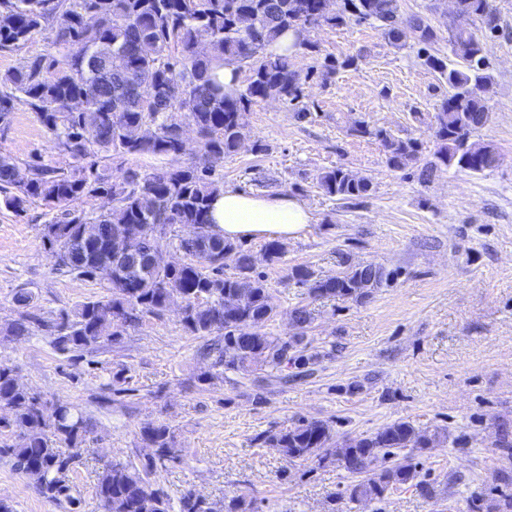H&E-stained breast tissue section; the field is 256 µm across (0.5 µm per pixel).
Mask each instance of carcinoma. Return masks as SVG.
Instances as JSON below:
<instances>
[{"label": "carcinoma", "mask_w": 512, "mask_h": 512, "mask_svg": "<svg viewBox=\"0 0 512 512\" xmlns=\"http://www.w3.org/2000/svg\"><path fill=\"white\" fill-rule=\"evenodd\" d=\"M329 0H0V51L13 50L34 35L50 36L56 54L36 55L15 71L0 76V125L9 122L14 105L34 112L43 128L69 154L76 166L68 173L43 164L29 168L17 180L18 167L0 155V202L19 213L39 202L50 215L42 237L54 250L56 265L68 273L107 284L111 296L88 301L45 320L31 312L35 295L18 289L13 301L18 318L0 328L3 336H27L46 331L52 343L72 359L96 348L102 340H121L143 319L161 317L178 296L184 305L181 322L194 336L218 333L222 342L207 346L213 367L229 371L305 369L319 354L303 345L311 312L297 306L291 312L296 333L273 336L267 323L276 316L273 297L254 275L252 254L212 229L211 199L221 191L207 166L211 157L238 151L243 113L266 99L293 103L302 83L292 55L269 50L281 34L309 25L340 27L348 23L378 24L385 37L399 44L412 34L418 43L436 42L428 19L402 18L399 0H343L333 13ZM456 13L479 28L448 31L451 53L459 66L427 54L424 65L448 84L434 115L437 149L421 168L422 179L451 167L481 173L496 167L501 156L491 144L472 140L490 113L485 105L493 80L487 73L486 44L480 30L494 31L497 16L490 0H455ZM354 61L324 57L318 63L322 82ZM226 64L248 68L247 85L231 93L212 80ZM184 112L198 135V160L176 168L142 173L128 168L117 174L98 168L96 158L152 154L177 158L186 151L181 125L172 113ZM353 132L377 139L387 164L404 169L419 159V144L384 128L358 121ZM329 195L353 202L365 197L371 182L336 167L319 174ZM89 198L108 204L87 213ZM176 224L195 228V236L179 238L185 261L168 265L161 258ZM133 234L140 258L120 259L111 250L119 238ZM290 279L308 288L315 299L364 301L388 280L389 273L371 262L348 266L325 277L296 266ZM0 436L18 442L0 444V458L32 478L43 497L63 501L78 512L70 474L81 462L89 422L69 402L48 403L18 382L14 369L0 363ZM140 439L152 453L116 461L97 475L96 496L104 512H257L255 501L233 496L211 500L187 491L174 503L157 481L159 469L183 459L173 432L163 422H148ZM331 431L321 420H306L293 428L268 431L258 437L295 461L329 459L354 477L352 500L381 498L393 486L415 485L427 497L432 485L419 480L411 462L375 472L377 462L391 454L430 447L436 434L395 421L379 431L349 437L341 450L331 447ZM68 451H62V448Z\"/></svg>", "instance_id": "cac0c4a2"}]
</instances>
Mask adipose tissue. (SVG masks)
Here are the masks:
<instances>
[{
	"mask_svg": "<svg viewBox=\"0 0 512 512\" xmlns=\"http://www.w3.org/2000/svg\"><path fill=\"white\" fill-rule=\"evenodd\" d=\"M213 229L229 241L298 237L313 221L306 202L286 195L225 189L214 196L209 213Z\"/></svg>",
	"mask_w": 512,
	"mask_h": 512,
	"instance_id": "1",
	"label": "adipose tissue"
}]
</instances>
